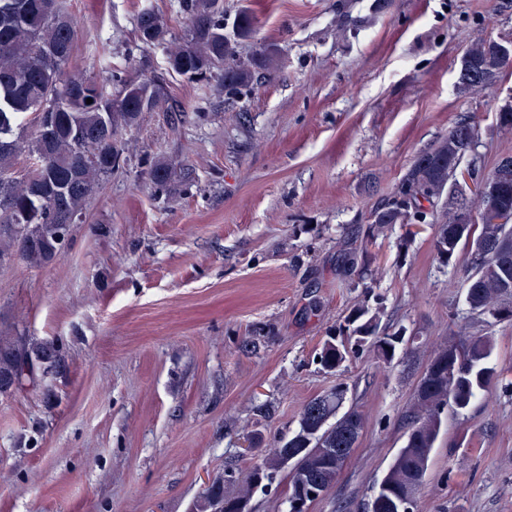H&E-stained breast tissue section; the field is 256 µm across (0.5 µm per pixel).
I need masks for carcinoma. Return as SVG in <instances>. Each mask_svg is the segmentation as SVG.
Returning a JSON list of instances; mask_svg holds the SVG:
<instances>
[{"label": "carcinoma", "mask_w": 512, "mask_h": 512, "mask_svg": "<svg viewBox=\"0 0 512 512\" xmlns=\"http://www.w3.org/2000/svg\"><path fill=\"white\" fill-rule=\"evenodd\" d=\"M78 20L63 0H0V265L14 258L33 265L48 263V250L63 251L68 232L59 215L74 220L83 214L90 195L124 163L122 133L140 126L146 112L165 109L159 79L145 76L128 81L121 70L103 80L72 74L69 63ZM254 18L237 17L232 33L224 34L220 0H191L184 36L168 43V19L145 7L136 17L138 41L148 47L166 45L170 74L203 82L215 71L224 75V89L236 93L272 71L278 51L259 45L252 55H237L238 41L251 37ZM490 40L478 39L465 52L481 63L490 54ZM122 88L112 93V83ZM92 103H86V99ZM468 122L454 125L429 151L420 154L402 177L396 195L377 212L372 233L392 224L425 222L428 209L448 189L450 168L464 159L469 148L461 132ZM29 163L26 174L16 176L20 157ZM150 178L156 189L167 192L176 172L163 158L154 160ZM456 199H449L435 225L433 250L443 266L455 267L470 249L465 301L469 312L492 318L512 308V223L459 224ZM495 240L504 250L485 255L474 242ZM380 309L362 304L345 317L339 333L330 334L318 357L327 372H335L346 359V341L367 347L390 361L402 333L380 330ZM490 336H466L439 346L420 379L414 397V416L406 439L388 465L368 512H407L420 495L430 455L446 412L467 411L481 391L499 381L501 371L490 365L494 351ZM44 356L62 362L55 341H33L23 336L0 335V383L16 382L17 390L35 388L43 376ZM346 388L338 384L309 400L298 428L255 461L248 472L217 476L195 501L191 512H213L230 502L250 505L257 489L286 479V512H309L295 503L313 504L336 485L365 428L356 408L343 409Z\"/></svg>", "instance_id": "obj_1"}]
</instances>
